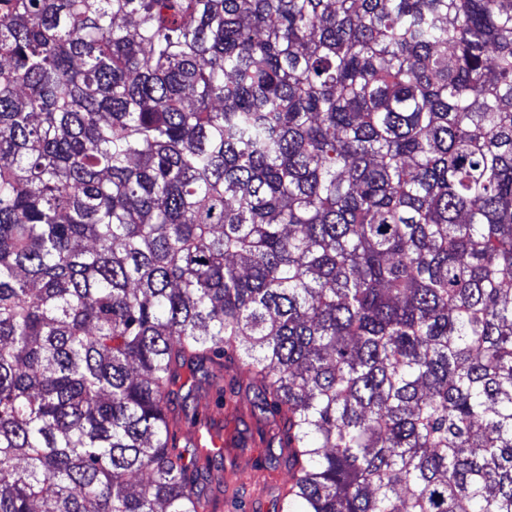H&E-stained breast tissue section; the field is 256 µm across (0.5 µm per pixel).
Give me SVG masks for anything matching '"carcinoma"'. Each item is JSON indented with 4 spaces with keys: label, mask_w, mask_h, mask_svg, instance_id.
Returning <instances> with one entry per match:
<instances>
[{
    "label": "carcinoma",
    "mask_w": 512,
    "mask_h": 512,
    "mask_svg": "<svg viewBox=\"0 0 512 512\" xmlns=\"http://www.w3.org/2000/svg\"><path fill=\"white\" fill-rule=\"evenodd\" d=\"M243 383L278 512H512V0H0V512Z\"/></svg>",
    "instance_id": "obj_1"
}]
</instances>
